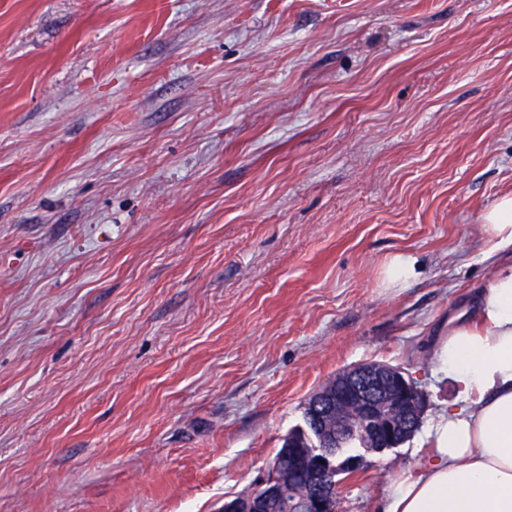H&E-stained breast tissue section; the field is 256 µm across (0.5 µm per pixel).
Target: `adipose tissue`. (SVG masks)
<instances>
[{
	"instance_id": "ef3b65f1",
	"label": "adipose tissue",
	"mask_w": 512,
	"mask_h": 512,
	"mask_svg": "<svg viewBox=\"0 0 512 512\" xmlns=\"http://www.w3.org/2000/svg\"><path fill=\"white\" fill-rule=\"evenodd\" d=\"M479 228L492 274L472 318L437 347L456 400L424 433V465L385 495L381 512H512V195Z\"/></svg>"
}]
</instances>
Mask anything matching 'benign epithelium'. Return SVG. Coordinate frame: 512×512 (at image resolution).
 Masks as SVG:
<instances>
[{
  "label": "benign epithelium",
  "mask_w": 512,
  "mask_h": 512,
  "mask_svg": "<svg viewBox=\"0 0 512 512\" xmlns=\"http://www.w3.org/2000/svg\"><path fill=\"white\" fill-rule=\"evenodd\" d=\"M422 393L399 368L361 364L318 391L295 430L299 447L316 457L303 494L283 502L275 468L245 503L226 502L222 512H329V488L337 473L364 466L367 456L401 443L415 425Z\"/></svg>",
  "instance_id": "obj_1"
}]
</instances>
